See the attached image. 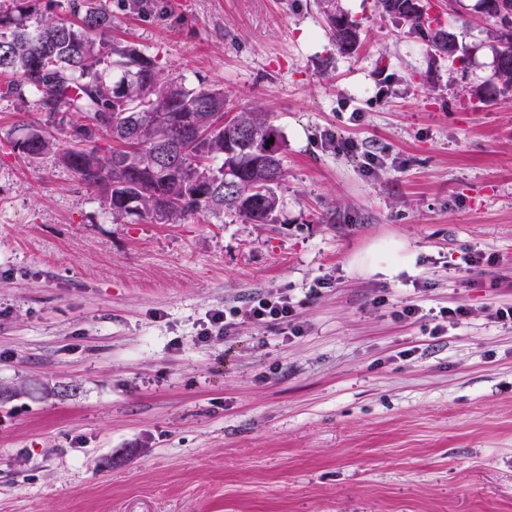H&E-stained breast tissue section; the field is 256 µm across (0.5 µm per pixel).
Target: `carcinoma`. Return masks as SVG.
I'll list each match as a JSON object with an SVG mask.
<instances>
[{"label":"carcinoma","instance_id":"carcinoma-1","mask_svg":"<svg viewBox=\"0 0 512 512\" xmlns=\"http://www.w3.org/2000/svg\"><path fill=\"white\" fill-rule=\"evenodd\" d=\"M382 14L448 52L438 18L415 0H377ZM70 18L42 0L0 3V73L12 80L0 97L44 116L22 127L15 149L36 160L53 156L101 201L112 222L134 217L177 224L197 215L229 213L250 224H272L285 179L281 130L259 108L226 117L224 90L191 87L141 54L112 39L106 0H63ZM326 27L341 55L361 45L359 23L335 0H321ZM497 74L512 86V38L493 35ZM106 136L112 146L98 145Z\"/></svg>","mask_w":512,"mask_h":512}]
</instances>
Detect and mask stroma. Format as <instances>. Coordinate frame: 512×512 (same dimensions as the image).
Returning a JSON list of instances; mask_svg holds the SVG:
<instances>
[{
  "instance_id": "1",
  "label": "stroma",
  "mask_w": 512,
  "mask_h": 512,
  "mask_svg": "<svg viewBox=\"0 0 512 512\" xmlns=\"http://www.w3.org/2000/svg\"><path fill=\"white\" fill-rule=\"evenodd\" d=\"M337 2L361 25L352 56L319 0L112 3L113 36L282 131L273 224L113 223L53 157L14 150L42 116L0 97V512H512L493 27L478 0H433L460 66L374 0ZM368 151L387 160L372 176ZM277 291L299 335L242 320L200 340L209 312Z\"/></svg>"
}]
</instances>
